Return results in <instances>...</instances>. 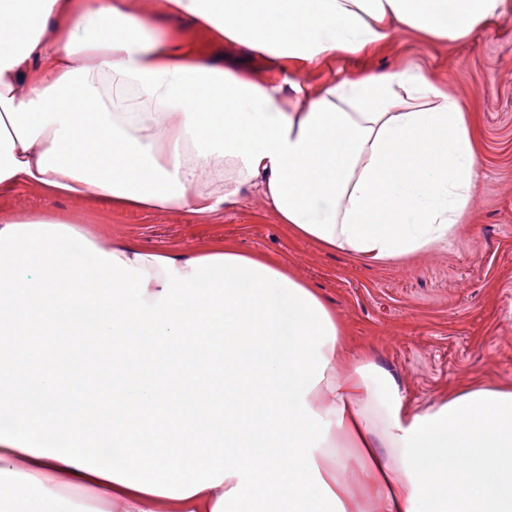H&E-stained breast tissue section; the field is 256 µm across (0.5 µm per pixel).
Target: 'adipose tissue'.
I'll use <instances>...</instances> for the list:
<instances>
[{"label": "adipose tissue", "mask_w": 512, "mask_h": 512, "mask_svg": "<svg viewBox=\"0 0 512 512\" xmlns=\"http://www.w3.org/2000/svg\"><path fill=\"white\" fill-rule=\"evenodd\" d=\"M505 0H168L212 41L313 65L395 28L456 40ZM297 84L205 61L127 0H0V195L210 217L256 190L363 261L444 241L479 181L457 100L417 66ZM0 512H512V386L410 410L274 260L0 224ZM354 453L345 474L340 445ZM354 477L363 497L348 491ZM65 488L92 504L61 506Z\"/></svg>", "instance_id": "1"}]
</instances>
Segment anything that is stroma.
<instances>
[{
  "instance_id": "stroma-1",
  "label": "stroma",
  "mask_w": 512,
  "mask_h": 512,
  "mask_svg": "<svg viewBox=\"0 0 512 512\" xmlns=\"http://www.w3.org/2000/svg\"><path fill=\"white\" fill-rule=\"evenodd\" d=\"M416 63L469 119L481 182L447 241L407 257L364 263L293 235L255 191L206 221L179 212L115 211L95 198L23 187L0 196V224L50 212L103 240L196 252L222 240L275 257L308 282L347 329L351 352H371L411 406L476 383L512 386V0L493 21L448 41L398 31L366 54L294 70L307 91L349 74Z\"/></svg>"
}]
</instances>
